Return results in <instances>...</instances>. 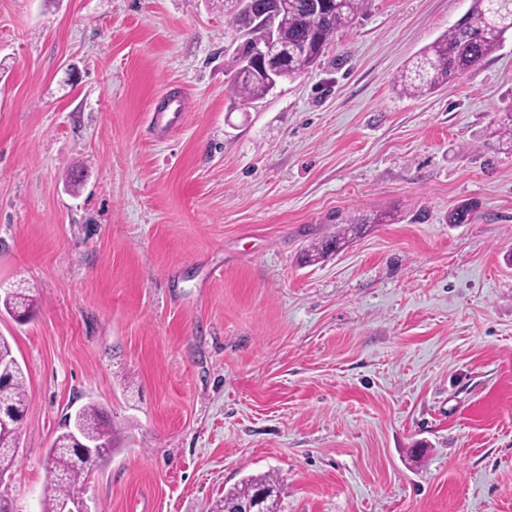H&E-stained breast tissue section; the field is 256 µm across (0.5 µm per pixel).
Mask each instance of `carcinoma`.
<instances>
[{
    "label": "carcinoma",
    "mask_w": 512,
    "mask_h": 512,
    "mask_svg": "<svg viewBox=\"0 0 512 512\" xmlns=\"http://www.w3.org/2000/svg\"><path fill=\"white\" fill-rule=\"evenodd\" d=\"M319 0H282L278 10V32L288 45V54L255 65L249 56L267 43L266 31L247 24L241 0H224V18L239 49L232 51L226 70L232 73L230 90L239 99L252 102L264 98L283 79H293L312 68L336 34L353 24L367 0H330L314 16L313 4ZM512 17V0H472L463 18L433 43L423 48L398 76L403 93L419 97L452 82L496 51L512 29L501 20ZM498 144L512 149V109L497 119ZM3 307L10 314L26 313L27 295L15 290ZM0 407L25 405V375L15 361L9 341L0 336ZM79 432L87 440L100 442L101 465L112 457L114 430L98 406L79 409ZM71 432L65 430L53 441L46 462L54 476L48 479L41 500V512H59L62 502L83 496L84 486L93 469L75 463L71 453ZM15 436L0 430V472L9 473L16 463ZM262 499L265 512H278L280 489L269 475L249 476L240 485L224 493L207 512H226L238 503Z\"/></svg>",
    "instance_id": "carcinoma-1"
}]
</instances>
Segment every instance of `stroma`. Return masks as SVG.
I'll use <instances>...</instances> for the list:
<instances>
[{
    "instance_id": "35a3bbf8",
    "label": "stroma",
    "mask_w": 512,
    "mask_h": 512,
    "mask_svg": "<svg viewBox=\"0 0 512 512\" xmlns=\"http://www.w3.org/2000/svg\"><path fill=\"white\" fill-rule=\"evenodd\" d=\"M469 6L368 0L247 103L219 0H0V285L35 311H0L12 512L90 402L116 432L93 512H206L263 473L281 512H512V36L395 86ZM0 409L8 404H19L25 411V375L15 361L9 341L0 336Z\"/></svg>"
}]
</instances>
